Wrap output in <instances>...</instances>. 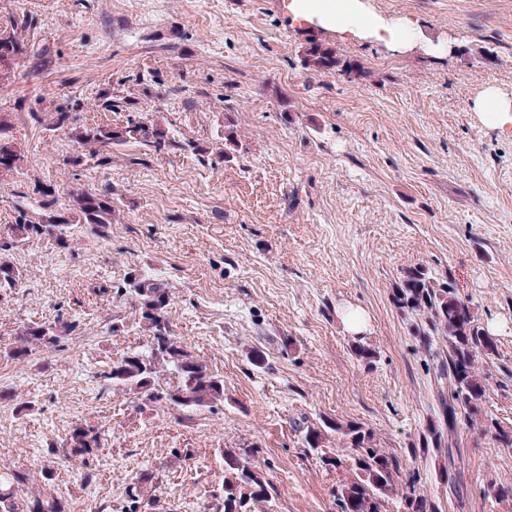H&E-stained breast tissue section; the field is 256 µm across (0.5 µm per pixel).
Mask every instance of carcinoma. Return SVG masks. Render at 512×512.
<instances>
[{"label":"carcinoma","mask_w":512,"mask_h":512,"mask_svg":"<svg viewBox=\"0 0 512 512\" xmlns=\"http://www.w3.org/2000/svg\"><path fill=\"white\" fill-rule=\"evenodd\" d=\"M31 54V45L20 33H0V64ZM303 68L316 73L354 71L365 73L361 64L342 58L336 51L316 39L309 41L302 58ZM78 104L59 106L53 112L51 127L70 129L77 153L63 159L68 167L83 165L86 158L100 165L112 158V149L127 143H138L158 152L171 145L167 132L156 125L128 120L122 127H80L73 125L72 111ZM7 121L0 116V164L7 159L14 169L21 168L24 157L7 135ZM112 188L81 191L72 195V207L58 206L55 188L41 182L31 190L18 192L14 223L8 226L9 240L1 243L0 252L24 244L32 238H49L59 246L68 245L66 228L71 224H88L95 232L105 234L114 216ZM21 273L13 265L0 260V297L16 288ZM134 292L140 297V316L152 341L144 349H134L112 361L106 379L112 387L132 392L151 403L164 401L173 407L194 412L224 400V380L210 371L187 346L171 336L166 308L168 292L156 283L142 281ZM394 300L421 320L417 336L426 350H431L437 336L448 343V357L442 361L440 380L448 382V400L443 402V417L448 423V437H454L458 413H463L469 428L490 433L501 448H512V428H505L486 415L487 378L480 362L497 352V341L481 326L475 311L458 295L452 281L442 283L429 275L424 267L404 272L394 291ZM78 328V323L58 314L47 320L25 326L18 334L6 357L22 362L31 348H51L63 336ZM173 382L163 384V373ZM335 432L343 447L353 451L350 475L336 489L339 512H383L384 503L396 492V477L402 470L398 457L377 448L374 434L355 422L324 421L310 424L303 432V445L325 466L342 465L341 455L330 450L329 432ZM102 448V434L87 423L76 424L63 450L66 462L86 463L94 451ZM253 451L224 452V512H247V504L271 497L273 487L264 481L251 463ZM27 477L18 473H0V512H69L62 497L21 496L20 486ZM250 488L245 493L243 489ZM404 512H435L432 500L409 489L401 498Z\"/></svg>","instance_id":"1"}]
</instances>
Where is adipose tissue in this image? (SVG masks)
I'll use <instances>...</instances> for the list:
<instances>
[{"label":"adipose tissue","mask_w":512,"mask_h":512,"mask_svg":"<svg viewBox=\"0 0 512 512\" xmlns=\"http://www.w3.org/2000/svg\"><path fill=\"white\" fill-rule=\"evenodd\" d=\"M288 12L298 24L330 28L345 36L367 37L395 48L414 44L420 38L410 22L386 20L368 10L361 0H289Z\"/></svg>","instance_id":"adipose-tissue-1"}]
</instances>
